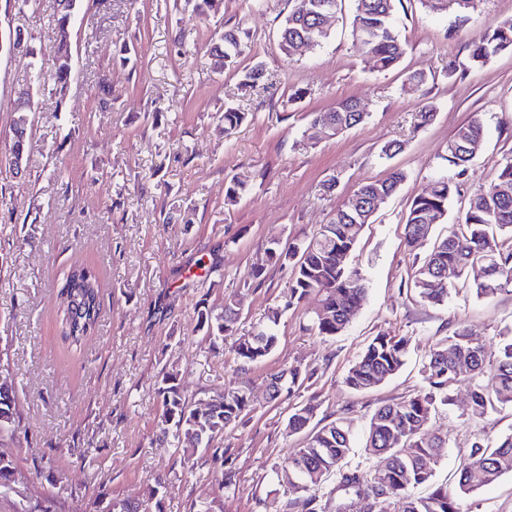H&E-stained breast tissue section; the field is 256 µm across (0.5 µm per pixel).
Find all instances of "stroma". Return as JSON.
<instances>
[{
	"instance_id": "obj_1",
	"label": "stroma",
	"mask_w": 512,
	"mask_h": 512,
	"mask_svg": "<svg viewBox=\"0 0 512 512\" xmlns=\"http://www.w3.org/2000/svg\"><path fill=\"white\" fill-rule=\"evenodd\" d=\"M290 8L289 0H223L206 19L185 0H82L87 22L71 32L75 79L64 103L38 93L34 147L17 178L8 164L12 98L31 65L55 70L57 4L37 0L19 13L0 0V33L23 29L35 48L31 56L0 53V360L20 417L0 452L22 480L20 493L0 494V512H103L107 498L141 500L159 479L164 512H190L201 501L218 512H296L294 494L274 470L307 439L285 429L297 406L316 404L321 426L346 421L354 466L366 456L372 413L419 390L422 363L439 339L466 329L486 363H495L512 328V292L479 299L460 286L445 304L422 303L408 286L416 259L404 224L413 198L448 173V141L472 116L482 118L487 135L459 179L450 218L512 155V52L469 66L471 40L512 17V0H477L464 21L402 0L396 18L406 54L399 69L384 73L370 70L352 38L353 0H342L322 47L288 57L278 30ZM231 28L246 46L244 64L262 63L271 89L241 92L237 75L214 69L206 47ZM452 66L463 77L450 79ZM411 71L425 75L413 91L405 86ZM345 99L360 102L364 123L316 148L300 147L309 114ZM229 101L250 117L227 136L221 117ZM427 102L436 114L415 127ZM392 141L403 149L389 158L382 149ZM394 168L405 180L348 258L368 293L346 330L335 337L311 331L319 298L308 296L286 308L272 354L242 374L229 343H210L198 330L200 304L216 309L236 294L239 329L250 330L288 293L287 272L274 267L260 286L243 288L268 242L285 246L311 234L360 184ZM237 176L247 190L225 204ZM170 213L176 223H165ZM77 261L95 265L104 288L99 325L74 351L60 339L57 284ZM381 333L410 337L409 358L378 387L353 392L347 371ZM173 362L190 400L208 402L244 384L254 399L253 411L216 447L188 461L160 441L156 427L155 383ZM296 366L308 372L303 391L267 401V377ZM471 390L469 379L456 382L451 405L428 424L448 441L436 480L455 491L459 512H512V472L474 493L457 490L456 472L472 444L512 433L511 408L472 416ZM224 454L234 461L231 492L222 484Z\"/></svg>"
}]
</instances>
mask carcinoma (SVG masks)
Segmentation results:
<instances>
[{"label":"carcinoma","instance_id":"obj_1","mask_svg":"<svg viewBox=\"0 0 512 512\" xmlns=\"http://www.w3.org/2000/svg\"><path fill=\"white\" fill-rule=\"evenodd\" d=\"M291 2L292 7L280 27V50L288 53V44L295 40L313 39L317 47L325 43L329 34L320 33L317 0ZM395 8L396 0H354L352 35L375 72L398 68L406 52L394 25ZM219 44L224 46L222 58H217L212 48L209 54L220 70L239 72L240 87L244 90L269 88L262 65L240 67L245 49L237 31H224ZM508 51L512 52V18L502 20L471 43L469 68L479 69L491 57ZM71 75L72 70L61 62L52 77L35 69L32 79L38 85H51V93L61 103L69 92ZM366 117L367 113L355 110L353 100H343L326 111L310 115L300 143L313 148L323 141L322 128L328 119L341 134L362 124ZM247 119L248 113L240 106L226 105L224 136L231 135ZM484 138V123L475 118L460 125L448 141L446 161L456 173L433 179L412 200L405 220L409 251L420 250L431 236L433 225L445 223L450 202L459 191L456 178L472 160L466 151L467 144ZM404 178L403 171L393 169L384 178L363 183L355 194L364 203L377 196L388 199L397 192ZM246 188V180L232 179L225 190V201L237 202ZM365 214L367 211L363 209L342 205L328 223L319 225L311 235L288 247L269 243L268 263L290 270L288 299L284 307L269 310L266 320L250 332L239 333L240 309L233 295L224 298L219 313L208 307L198 310V329L205 331L214 343L232 338V351L239 370L245 375L275 349L283 309L299 305L312 293L320 297L331 316L329 320H313L312 329L319 336L341 334L351 319L348 309L362 306L367 297L363 276L347 265V257L364 230ZM474 264L486 267L485 277L471 285L477 297L492 298L512 286V156L504 157L498 163L494 180L473 194L468 209L458 219V228L435 240L424 260L413 267L409 288L423 302L444 304L454 285L435 286L438 272L450 266L464 268ZM78 272L87 281L85 292L90 294L92 309L88 319L93 328L101 310V278L92 265L81 264ZM69 284L70 280H64L58 291L61 336L78 347L83 336L74 333L69 311L64 309L65 297L72 292ZM410 345L407 336L385 333L375 336L348 369L345 384L360 393L380 385L402 369ZM465 374L474 379L473 415L482 417L512 405V339L502 345L497 366L488 375L483 347L472 342L465 331L459 329L441 338L423 363L421 390L406 400L381 406L371 415L365 452L377 459V463L369 469L348 465L352 439L344 420H334L313 431L306 445L296 449L275 471L282 485L298 491V512H318L316 490L332 475L338 478V487L346 493L372 499L377 512H457L448 487L433 484L448 441L431 435L426 425L433 413L450 404L449 391ZM301 376V370L296 367L270 375L269 399L275 401L284 393L294 395L301 388ZM177 377L178 371L173 368L165 371L157 382L156 393L161 403L158 427L160 436L171 438L174 448L184 455L194 454L203 445L210 446L224 435V429L238 424L253 410L254 400L246 385L232 388L212 402L193 404L183 394ZM315 410L316 405L311 402L297 407L288 417V432L299 433L308 428ZM16 418L15 390L0 389V438L13 436ZM509 471H512V433L492 442L473 444L469 457L460 467L458 488L462 492H474ZM16 481L11 458L0 454V493L12 490ZM420 486L430 487L428 495H414L413 489ZM162 488L163 481L159 479L147 489L141 501L126 502L127 512H164Z\"/></svg>","mask_w":512,"mask_h":512}]
</instances>
